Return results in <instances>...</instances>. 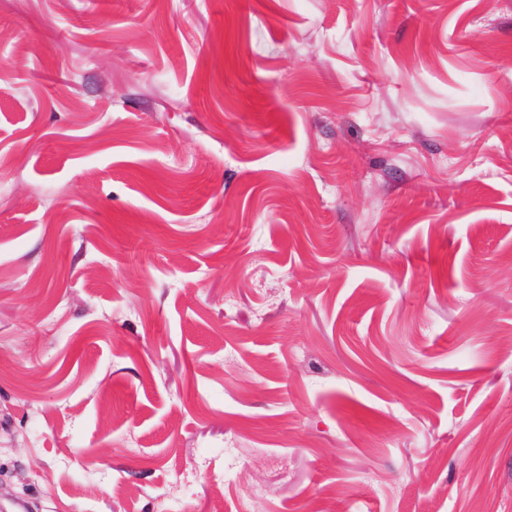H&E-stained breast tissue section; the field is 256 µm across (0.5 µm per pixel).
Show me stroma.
I'll return each instance as SVG.
<instances>
[{"mask_svg":"<svg viewBox=\"0 0 512 512\" xmlns=\"http://www.w3.org/2000/svg\"><path fill=\"white\" fill-rule=\"evenodd\" d=\"M8 499L512 512V0H0Z\"/></svg>","mask_w":512,"mask_h":512,"instance_id":"obj_1","label":"stroma"}]
</instances>
